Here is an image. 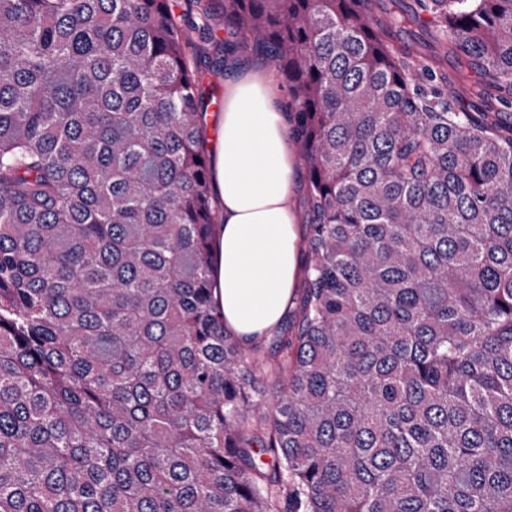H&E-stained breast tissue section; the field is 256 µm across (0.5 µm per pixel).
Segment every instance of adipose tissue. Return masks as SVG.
<instances>
[{"mask_svg":"<svg viewBox=\"0 0 512 512\" xmlns=\"http://www.w3.org/2000/svg\"><path fill=\"white\" fill-rule=\"evenodd\" d=\"M226 73L216 154L219 294L226 330L252 340L276 333L288 313L298 274L292 186L301 166L273 70L235 59Z\"/></svg>","mask_w":512,"mask_h":512,"instance_id":"ef3b65f1","label":"adipose tissue"}]
</instances>
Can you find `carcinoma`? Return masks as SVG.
Masks as SVG:
<instances>
[{"instance_id": "1", "label": "carcinoma", "mask_w": 512, "mask_h": 512, "mask_svg": "<svg viewBox=\"0 0 512 512\" xmlns=\"http://www.w3.org/2000/svg\"><path fill=\"white\" fill-rule=\"evenodd\" d=\"M180 4L0 0V512H512V0ZM245 39L311 214L268 348L214 297ZM450 72L457 91L454 97L451 98V103L457 110L464 111L470 104L468 93L481 79V76L471 65L470 60L465 56H460L455 59Z\"/></svg>"}]
</instances>
